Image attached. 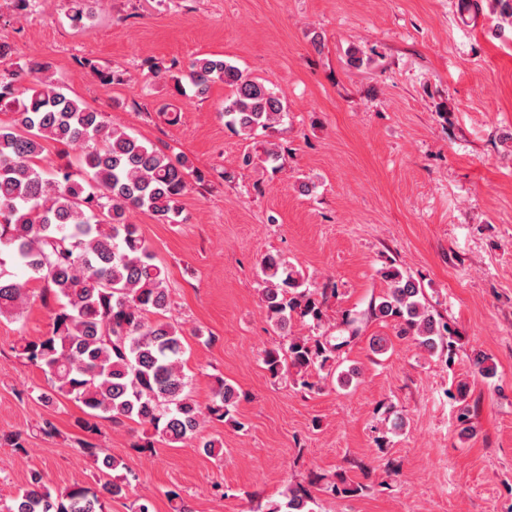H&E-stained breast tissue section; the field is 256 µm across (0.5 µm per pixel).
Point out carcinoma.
Returning a JSON list of instances; mask_svg holds the SVG:
<instances>
[{
	"label": "carcinoma",
	"instance_id": "1",
	"mask_svg": "<svg viewBox=\"0 0 512 512\" xmlns=\"http://www.w3.org/2000/svg\"><path fill=\"white\" fill-rule=\"evenodd\" d=\"M176 89L188 80L196 95L222 83L227 124L249 138L284 116L280 97L264 82L250 78L216 55L194 58L178 76ZM0 317H13L34 289L59 302L52 328L15 347L16 358L39 368L50 391L38 400L60 396L80 403L87 418L78 427L97 433L96 419L114 424L149 425L170 443L197 436L204 419L230 415L236 389L219 379L210 403L202 408L185 394L182 330L166 313L171 307L162 268L137 225L129 220L145 210L160 223L173 224L180 199L201 172L184 155L146 145L115 125L109 116L67 96L51 65L29 61L0 70ZM76 146L83 153L86 177L77 179L70 166L50 171L42 165L45 144ZM24 269L19 280L6 268ZM261 301L276 329L288 333L293 315L322 320V301L305 287L300 272L278 256L260 263ZM387 293L369 304L375 319L391 320L399 335L410 336L429 353L451 349L448 324L425 304L423 289L411 275L395 268L383 272ZM356 319L345 316L348 336L290 338L280 349L265 351L268 372L295 375L294 382L312 389L313 372L340 357L356 338ZM98 488L80 486L52 492L41 473H30L9 512H104L105 501L126 494L128 475L114 474L124 464L93 453ZM285 512H311L310 495L301 487L285 492Z\"/></svg>",
	"mask_w": 512,
	"mask_h": 512
}]
</instances>
